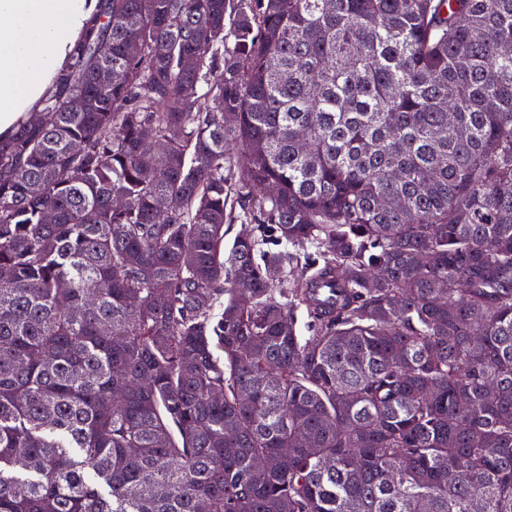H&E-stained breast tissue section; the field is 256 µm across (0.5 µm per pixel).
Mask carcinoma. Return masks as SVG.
<instances>
[{"instance_id":"1","label":"carcinoma","mask_w":512,"mask_h":512,"mask_svg":"<svg viewBox=\"0 0 512 512\" xmlns=\"http://www.w3.org/2000/svg\"><path fill=\"white\" fill-rule=\"evenodd\" d=\"M506 44L512 0H98L0 136V512H512Z\"/></svg>"}]
</instances>
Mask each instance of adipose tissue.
<instances>
[{
    "mask_svg": "<svg viewBox=\"0 0 512 512\" xmlns=\"http://www.w3.org/2000/svg\"><path fill=\"white\" fill-rule=\"evenodd\" d=\"M96 0H0V136L52 88Z\"/></svg>",
    "mask_w": 512,
    "mask_h": 512,
    "instance_id": "1",
    "label": "adipose tissue"
}]
</instances>
